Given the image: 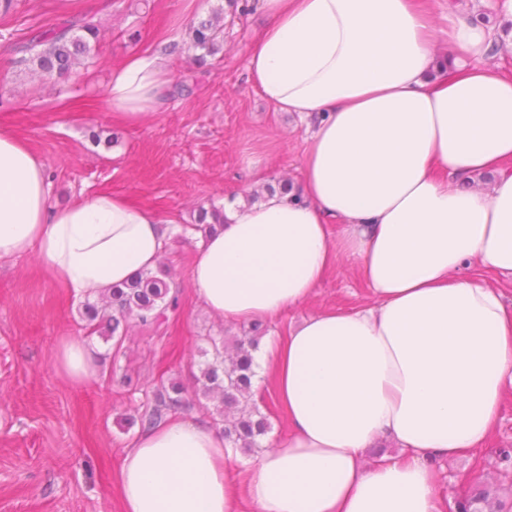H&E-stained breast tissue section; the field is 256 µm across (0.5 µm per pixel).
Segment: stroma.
I'll return each mask as SVG.
<instances>
[{
    "mask_svg": "<svg viewBox=\"0 0 512 512\" xmlns=\"http://www.w3.org/2000/svg\"><path fill=\"white\" fill-rule=\"evenodd\" d=\"M227 0H22L0 14V128L9 129L46 168L50 201L64 205L99 191L131 198L168 221L163 259L181 294L160 328L128 321L121 344L88 335L83 297L51 279L34 258L0 261V512H121L117 475L141 430L138 418L161 381L193 385L210 338L243 328L211 315L192 295L191 269L202 236L183 232L198 207L223 208L271 179L298 182L307 122L277 112L248 82L247 47L266 22L257 10L224 17L220 65H196L189 48L193 21ZM95 21L104 35L91 63L62 82L34 79L15 45L33 33ZM160 51L175 85L149 123H115L106 108L109 69L133 52ZM99 141H92V133ZM357 268L340 262L297 309L268 321L276 336L302 318L372 304ZM91 349L95 374L73 384L57 371L66 339ZM512 450V390L487 448L447 464L449 499L485 488L489 467Z\"/></svg>",
    "mask_w": 512,
    "mask_h": 512,
    "instance_id": "stroma-1",
    "label": "stroma"
}]
</instances>
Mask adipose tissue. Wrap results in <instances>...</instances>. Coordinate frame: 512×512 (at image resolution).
<instances>
[{
  "label": "adipose tissue",
  "mask_w": 512,
  "mask_h": 512,
  "mask_svg": "<svg viewBox=\"0 0 512 512\" xmlns=\"http://www.w3.org/2000/svg\"><path fill=\"white\" fill-rule=\"evenodd\" d=\"M417 0H258L248 79L310 127L297 193L224 209L193 293L233 324L301 306L342 258L376 302L331 309L265 341L254 390L290 431L241 474L237 450L178 416L143 431L120 466L122 512H441L440 465L483 448L512 387V34ZM162 52L112 65L106 106L139 125L167 103ZM45 168L0 129V260L34 256L82 297L153 269L156 211L100 191L50 206ZM59 374L82 383L75 339Z\"/></svg>",
  "instance_id": "adipose-tissue-1"
}]
</instances>
